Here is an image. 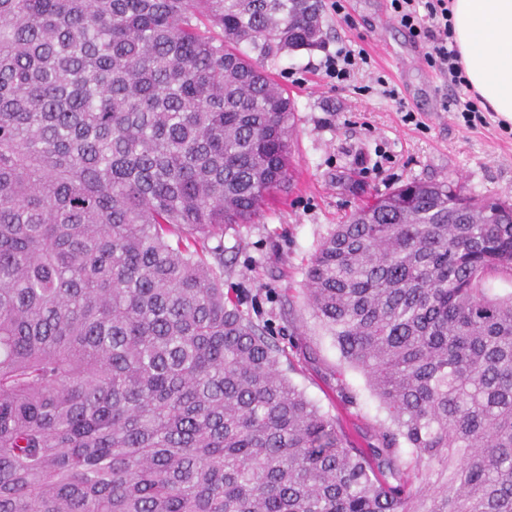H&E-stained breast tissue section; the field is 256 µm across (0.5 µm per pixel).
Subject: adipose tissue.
Listing matches in <instances>:
<instances>
[{
    "mask_svg": "<svg viewBox=\"0 0 512 512\" xmlns=\"http://www.w3.org/2000/svg\"><path fill=\"white\" fill-rule=\"evenodd\" d=\"M450 19L470 90L512 122V0H452Z\"/></svg>",
    "mask_w": 512,
    "mask_h": 512,
    "instance_id": "ef3b65f1",
    "label": "adipose tissue"
}]
</instances>
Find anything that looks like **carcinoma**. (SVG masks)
Masks as SVG:
<instances>
[{"label":"carcinoma","instance_id":"obj_1","mask_svg":"<svg viewBox=\"0 0 512 512\" xmlns=\"http://www.w3.org/2000/svg\"><path fill=\"white\" fill-rule=\"evenodd\" d=\"M322 37L320 0H0V512H512L511 201L412 181L310 258L367 448L224 291L291 178L242 47Z\"/></svg>","mask_w":512,"mask_h":512}]
</instances>
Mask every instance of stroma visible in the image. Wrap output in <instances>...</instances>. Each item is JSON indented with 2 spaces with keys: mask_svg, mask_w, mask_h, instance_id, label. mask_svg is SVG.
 Returning <instances> with one entry per match:
<instances>
[{
  "mask_svg": "<svg viewBox=\"0 0 512 512\" xmlns=\"http://www.w3.org/2000/svg\"><path fill=\"white\" fill-rule=\"evenodd\" d=\"M322 0L319 47L264 60L295 101L294 188L255 223L224 234V286L276 335L292 338L288 376L356 442L373 440L389 415L365 373L342 364L333 336L308 307L304 270L334 224L370 195L409 181H451L478 197L512 198V124L496 113L468 125L444 103L457 93L426 60L427 47L399 22L390 0ZM364 48L368 66L334 87L321 66L341 44ZM397 90L389 97L384 87ZM412 110L414 121L404 119ZM351 393L342 402L340 389Z\"/></svg>",
  "mask_w": 512,
  "mask_h": 512,
  "instance_id": "1",
  "label": "stroma"
}]
</instances>
